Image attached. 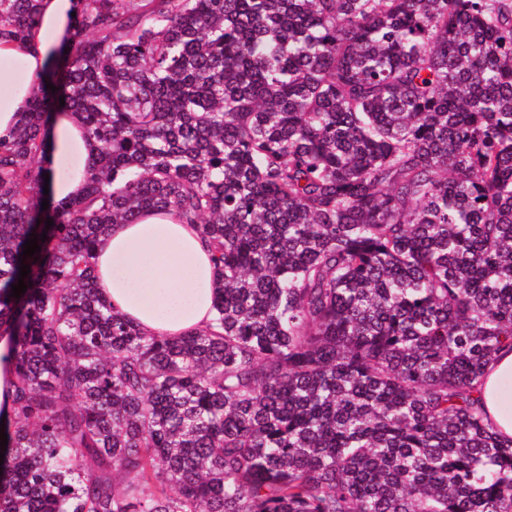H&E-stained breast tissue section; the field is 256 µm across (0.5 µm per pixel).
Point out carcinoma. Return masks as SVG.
<instances>
[{"mask_svg":"<svg viewBox=\"0 0 512 512\" xmlns=\"http://www.w3.org/2000/svg\"><path fill=\"white\" fill-rule=\"evenodd\" d=\"M77 2L85 195L35 202L44 90L0 142V512H512L480 399L512 346V0ZM39 3L0 0V42ZM147 209L214 247L177 340L97 291Z\"/></svg>","mask_w":512,"mask_h":512,"instance_id":"1","label":"carcinoma"}]
</instances>
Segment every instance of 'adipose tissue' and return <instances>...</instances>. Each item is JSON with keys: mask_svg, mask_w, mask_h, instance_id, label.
I'll return each instance as SVG.
<instances>
[{"mask_svg": "<svg viewBox=\"0 0 512 512\" xmlns=\"http://www.w3.org/2000/svg\"><path fill=\"white\" fill-rule=\"evenodd\" d=\"M75 10L76 0H41L32 37L0 44L1 139L13 134L28 110ZM46 141L49 197L61 204L82 196L95 150L78 117L54 110ZM95 254L100 295L144 332L176 339L212 320L213 249L195 225L165 211H145L137 223L105 230ZM481 398L494 428L512 437V349L500 350L489 364Z\"/></svg>", "mask_w": 512, "mask_h": 512, "instance_id": "obj_1", "label": "adipose tissue"}]
</instances>
